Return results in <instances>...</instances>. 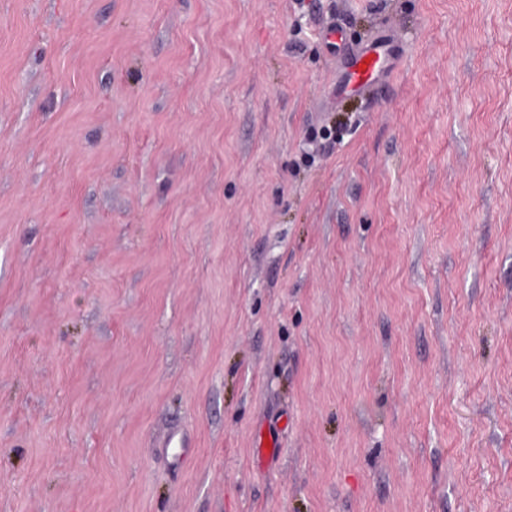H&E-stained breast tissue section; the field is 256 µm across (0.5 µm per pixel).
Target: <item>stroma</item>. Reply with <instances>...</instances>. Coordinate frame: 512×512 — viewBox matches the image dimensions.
I'll use <instances>...</instances> for the list:
<instances>
[{
	"label": "stroma",
	"mask_w": 512,
	"mask_h": 512,
	"mask_svg": "<svg viewBox=\"0 0 512 512\" xmlns=\"http://www.w3.org/2000/svg\"><path fill=\"white\" fill-rule=\"evenodd\" d=\"M0 512H512V0H0ZM334 93L342 95L349 89L361 90L374 76L389 77L395 72L396 59L382 45H369L348 53Z\"/></svg>",
	"instance_id": "1"
}]
</instances>
